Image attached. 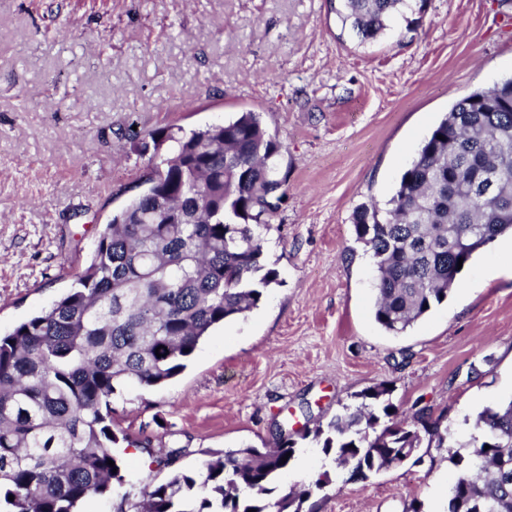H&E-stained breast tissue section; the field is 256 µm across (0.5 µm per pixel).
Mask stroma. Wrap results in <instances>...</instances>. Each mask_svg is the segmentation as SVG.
Returning a JSON list of instances; mask_svg holds the SVG:
<instances>
[{
    "label": "stroma",
    "instance_id": "stroma-1",
    "mask_svg": "<svg viewBox=\"0 0 512 512\" xmlns=\"http://www.w3.org/2000/svg\"><path fill=\"white\" fill-rule=\"evenodd\" d=\"M337 0H0V336L70 288L149 170L137 133L259 113L286 197L265 236L279 275L257 309L201 342L169 383L114 400L152 448L268 446L327 423L380 382L404 414L466 439L512 400V235L480 250L447 300L399 336L374 320L376 267L353 213L385 203L460 98L512 76V0H425L414 25L361 42ZM479 374H472V367ZM404 462L350 479L302 441L281 485L331 478L314 512H446L459 467Z\"/></svg>",
    "mask_w": 512,
    "mask_h": 512
}]
</instances>
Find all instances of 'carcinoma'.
Instances as JSON below:
<instances>
[{"label": "carcinoma", "mask_w": 512, "mask_h": 512, "mask_svg": "<svg viewBox=\"0 0 512 512\" xmlns=\"http://www.w3.org/2000/svg\"><path fill=\"white\" fill-rule=\"evenodd\" d=\"M338 2L342 25L366 40L412 0ZM279 149L256 112L147 132L143 191L105 224L71 288L0 337V512H77L99 496L112 497L113 512H303L328 475L281 487L299 439L352 479L406 461L404 449L424 441L448 447L441 418L424 407L409 423L380 382L325 426L210 452L191 471L177 467L182 449L145 446L168 479L126 480L114 447L134 441L113 429L112 399L178 376L201 340L278 284L263 235L286 194ZM353 226L377 268L375 321L403 333L448 298L458 260L512 233V77L457 100L391 198L357 207ZM475 429L457 444L467 455L450 458L475 474L449 488L448 512H512V400L481 412Z\"/></svg>", "instance_id": "cac0c4a2"}]
</instances>
